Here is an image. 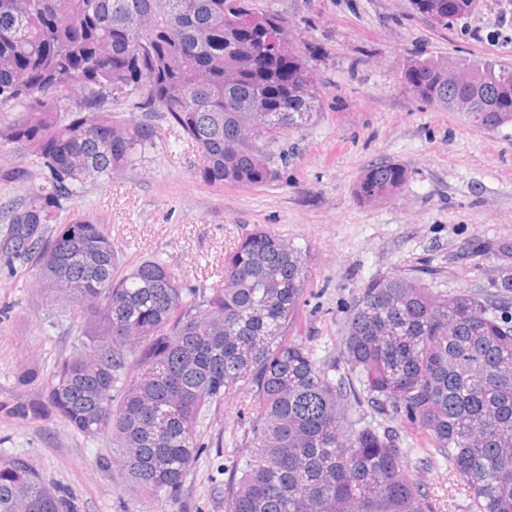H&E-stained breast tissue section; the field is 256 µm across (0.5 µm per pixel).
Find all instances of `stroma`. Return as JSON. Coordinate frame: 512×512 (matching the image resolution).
Returning a JSON list of instances; mask_svg holds the SVG:
<instances>
[{
  "mask_svg": "<svg viewBox=\"0 0 512 512\" xmlns=\"http://www.w3.org/2000/svg\"><path fill=\"white\" fill-rule=\"evenodd\" d=\"M287 15L296 51L318 82L312 120L274 147L271 186H211L191 148L160 125L157 148L113 177L86 185L64 215L103 220L120 271L164 262L186 289L208 290L235 239L254 226L314 256L293 336L321 365L344 373L339 335L354 297L382 276L415 275L438 294L493 295L512 271V126L488 132L460 113L412 101L404 60L432 55L512 69V0H479L448 29L414 14L410 0H255ZM401 164L400 194L366 207L354 196L364 169ZM44 175L26 150L0 145V228ZM30 267L0 259V453L25 455L48 484L69 488L82 512H224V484L250 451L252 398L240 389L211 408L201 450L180 491L158 502L127 489L120 466L100 467L112 439L90 442L63 419L13 414L38 398L53 365L79 339L65 312L36 295Z\"/></svg>",
  "mask_w": 512,
  "mask_h": 512,
  "instance_id": "stroma-1",
  "label": "stroma"
}]
</instances>
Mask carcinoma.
Listing matches in <instances>:
<instances>
[{
    "label": "carcinoma",
    "instance_id": "obj_1",
    "mask_svg": "<svg viewBox=\"0 0 512 512\" xmlns=\"http://www.w3.org/2000/svg\"><path fill=\"white\" fill-rule=\"evenodd\" d=\"M434 28L476 0H411ZM405 92L434 109L470 104L468 122L512 125V69L415 57ZM317 83L289 43L288 17L253 0H0V144L28 149L45 184L11 210L0 256L35 269L46 299L80 324L40 402L88 440L109 433L126 485L176 496L199 453L203 412L242 386L254 395L253 450L224 483V512H435L442 467L470 512H512V322L496 301L438 295L420 278L384 277L358 294L341 332L336 378L288 338L310 279L309 252L265 229L238 239L207 292L186 290L157 259L117 271L99 220L62 218L88 183L157 145V113L196 152L212 186H270L271 145L309 122ZM140 112L142 118H125ZM394 162L366 168L356 199L405 186ZM370 406L404 419L428 447L404 448ZM431 464L419 472L413 456ZM0 512H80L30 461L0 454Z\"/></svg>",
    "mask_w": 512,
    "mask_h": 512
}]
</instances>
